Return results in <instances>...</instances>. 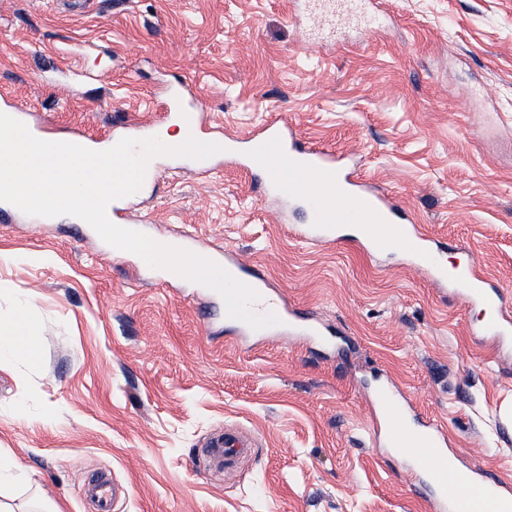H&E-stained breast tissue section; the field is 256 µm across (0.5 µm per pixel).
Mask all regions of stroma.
<instances>
[{
	"instance_id": "35a3bbf8",
	"label": "stroma",
	"mask_w": 512,
	"mask_h": 512,
	"mask_svg": "<svg viewBox=\"0 0 512 512\" xmlns=\"http://www.w3.org/2000/svg\"><path fill=\"white\" fill-rule=\"evenodd\" d=\"M366 11L319 41L290 0H0V92L96 140L147 127L166 82L190 84L224 134L282 119L512 292V0ZM283 210L224 164L206 183L165 176L135 214L258 264L331 342H238L209 328L219 294L114 259L91 227L0 223V321L27 290L40 348L0 362V454L31 477L0 485L12 512H86L100 471L129 489L120 512H432L421 472L372 436L386 382L445 427L458 464L512 482V355L474 335L479 307L404 254L287 237ZM226 428L259 441L228 480L198 460Z\"/></svg>"
}]
</instances>
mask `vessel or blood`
Instances as JSON below:
<instances>
[{
  "label": "vessel or blood",
  "mask_w": 512,
  "mask_h": 512,
  "mask_svg": "<svg viewBox=\"0 0 512 512\" xmlns=\"http://www.w3.org/2000/svg\"><path fill=\"white\" fill-rule=\"evenodd\" d=\"M161 108L163 120L147 129V136L158 135L163 121L170 119L173 111L184 110L188 113L183 125L184 135L206 142L211 140L213 131L202 116L203 104L188 89L173 91ZM230 144L226 157L251 168L257 184L269 195L311 213L312 223L285 225L284 230L290 236L313 244H332L343 225L358 224L362 227V248L403 252L429 271L438 283L447 284L448 275L439 262L440 247L424 226L399 209L388 193L368 188L355 179L335 152L305 141L291 126L278 121L266 122L257 131L231 139ZM107 214L114 224L131 227V198L112 202ZM210 258L260 293L256 311L276 313L282 321L281 331L321 335L322 330L316 323L267 288L265 275L257 266L231 252H214ZM460 281L465 285L466 296L486 309L479 330L482 340L496 349L511 346L512 315L505 313L500 293L473 267L466 269ZM377 409L384 444L391 454L413 460L418 469L426 473L436 495L437 512H499L501 504H512L511 484L499 481L491 486L477 471L461 475L449 470L447 434L437 421L408 426V410L394 394L386 391L379 393ZM207 446L210 456L222 460L224 473L230 476L248 456L254 442L228 430L210 438ZM83 493L94 512H116L125 489L102 478L85 484Z\"/></svg>",
  "instance_id": "obj_1"
}]
</instances>
